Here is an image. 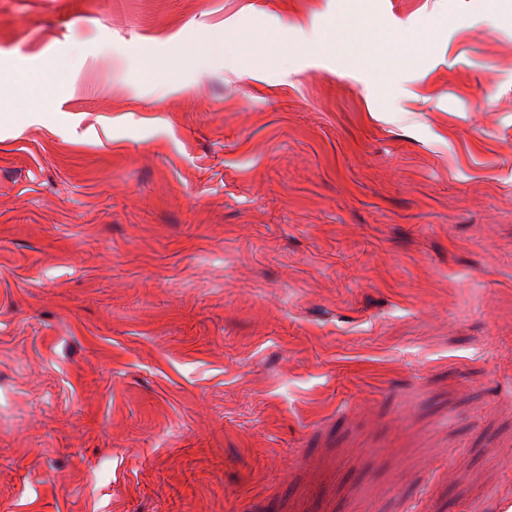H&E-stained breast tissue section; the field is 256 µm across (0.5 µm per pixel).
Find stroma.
<instances>
[{"label": "stroma", "mask_w": 512, "mask_h": 512, "mask_svg": "<svg viewBox=\"0 0 512 512\" xmlns=\"http://www.w3.org/2000/svg\"><path fill=\"white\" fill-rule=\"evenodd\" d=\"M343 7L0 0V512H512V28ZM360 29L357 12L350 4L347 10L340 15L334 35L325 43V50L336 52L339 47L345 44L352 32H358ZM204 59H219L224 63V69L237 71L242 75L247 72L241 69V59L237 49L230 46L229 39L223 31L208 32L204 37Z\"/></svg>", "instance_id": "stroma-1"}]
</instances>
